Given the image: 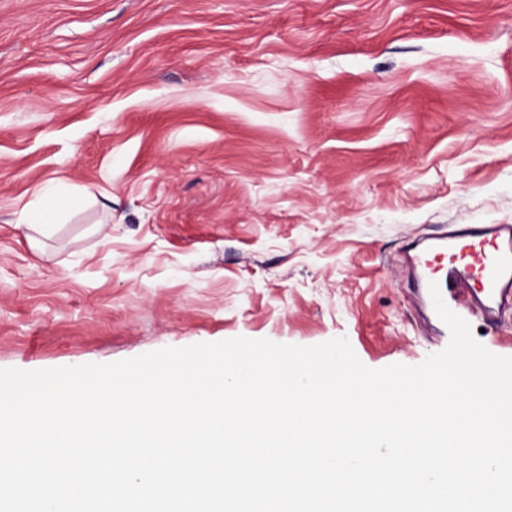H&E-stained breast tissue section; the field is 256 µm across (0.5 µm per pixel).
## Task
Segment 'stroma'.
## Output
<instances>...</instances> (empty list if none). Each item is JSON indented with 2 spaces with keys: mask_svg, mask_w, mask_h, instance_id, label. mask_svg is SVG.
I'll return each mask as SVG.
<instances>
[{
  "mask_svg": "<svg viewBox=\"0 0 512 512\" xmlns=\"http://www.w3.org/2000/svg\"><path fill=\"white\" fill-rule=\"evenodd\" d=\"M467 224L512 225V0H0V368L416 365L412 246Z\"/></svg>",
  "mask_w": 512,
  "mask_h": 512,
  "instance_id": "35a3bbf8",
  "label": "stroma"
}]
</instances>
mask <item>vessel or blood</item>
Returning <instances> with one entry per match:
<instances>
[{"instance_id":"b4317fda","label":"vessel or blood","mask_w":512,"mask_h":512,"mask_svg":"<svg viewBox=\"0 0 512 512\" xmlns=\"http://www.w3.org/2000/svg\"><path fill=\"white\" fill-rule=\"evenodd\" d=\"M421 294L437 284L448 307L463 319L484 318L512 293V226L468 224L431 238L413 257Z\"/></svg>"}]
</instances>
